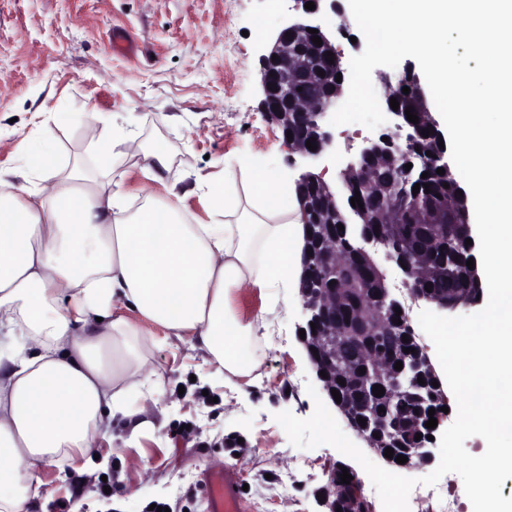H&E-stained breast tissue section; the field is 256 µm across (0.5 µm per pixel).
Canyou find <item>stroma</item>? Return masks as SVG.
Instances as JSON below:
<instances>
[{"label": "stroma", "instance_id": "stroma-1", "mask_svg": "<svg viewBox=\"0 0 512 512\" xmlns=\"http://www.w3.org/2000/svg\"><path fill=\"white\" fill-rule=\"evenodd\" d=\"M294 19L286 0H0V168L24 161L16 153L24 135L31 139L27 161L59 165L86 154L105 127H131L145 141L163 143L172 165L159 183L148 161L119 157L125 191L136 202L148 194L162 201L165 183H178L183 210L202 224L211 211L192 190L195 177L230 175V192L243 194V155L268 175L310 170L340 190L342 165L374 131L357 123L335 127L337 163L310 162L297 158L262 107L260 57ZM98 114L105 123L95 122ZM288 299L272 344L256 347L260 379L243 396L222 382L199 381V352L151 327L146 351L166 390L144 403L154 430L128 447L117 428L97 445L103 475L119 485L102 506L92 498L72 501L67 472L45 465L44 512H148L158 502L200 512L183 494L204 486L215 466L233 474L250 512H324L319 495L339 463L361 482L369 512H383L358 463L328 445L294 447L274 419L285 410L305 419L315 408L306 391L315 374L297 335L299 290L289 289ZM184 426L198 441L178 440Z\"/></svg>", "mask_w": 512, "mask_h": 512}]
</instances>
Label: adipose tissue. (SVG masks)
Segmentation results:
<instances>
[{"mask_svg":"<svg viewBox=\"0 0 512 512\" xmlns=\"http://www.w3.org/2000/svg\"><path fill=\"white\" fill-rule=\"evenodd\" d=\"M97 164L40 163L0 172V512H29L42 465L91 461L98 440L121 425L133 444L154 424L134 396L165 390L149 377L146 325L190 337L206 375L248 378L253 348L288 302L242 319L238 290L297 283L304 229L294 185L261 173L249 156L245 202L222 184L193 189L225 224H195L171 190L166 203L131 206L117 156L140 154L162 180L168 152L123 129L93 139ZM287 208H280V201ZM136 320L115 315V306Z\"/></svg>","mask_w":512,"mask_h":512,"instance_id":"ef3b65f1","label":"adipose tissue"}]
</instances>
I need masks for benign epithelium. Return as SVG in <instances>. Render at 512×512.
<instances>
[{"label": "benign epithelium", "instance_id": "1", "mask_svg": "<svg viewBox=\"0 0 512 512\" xmlns=\"http://www.w3.org/2000/svg\"><path fill=\"white\" fill-rule=\"evenodd\" d=\"M314 2L315 9H305V4ZM330 2V8L336 9L338 0H291V10L298 14V19L285 26L279 32L273 45L261 56V72L264 99L262 101L268 119L276 124L282 135L292 133L289 144L298 154L309 160H318L331 147L334 139L330 118L340 106L345 94L347 68L341 54L328 36L323 26L317 22L316 15L321 11L322 3ZM316 29V36L322 40L317 46L311 38L315 35L307 29ZM334 54V63L327 61L326 52ZM277 59H272V55ZM323 71L318 81H313L315 72ZM342 74V81H336L337 74ZM388 92L384 105L391 115V126L375 139L366 141L357 153L355 161L346 165L341 171L344 185L376 181L377 190L362 200L363 207H349L356 217L353 224L344 225L340 237L345 239L369 267L361 278L353 277L348 268L336 266V236L328 234L323 242L310 254L313 263L309 264L306 280L302 283L303 319L298 328L305 330L302 343L307 357L317 373L324 371L326 376H317L322 391L332 397V380L336 373L346 370L340 359L343 346H351L364 355L377 360L383 359L374 353V342L380 337L388 338L397 330L406 327L408 304L420 301L431 304L439 310L452 311L459 307H475L480 298L465 290L453 299L436 297L424 287L425 276L451 270L466 264L468 258L453 248L440 245L441 238L438 224L442 217L448 215V204L441 203L435 208H425L420 198L413 195V186L421 181V174L431 168H442L448 178H453L452 164L448 158V149L436 146L431 154L415 151V145L422 137V130L434 128L437 138L445 135L439 123L428 109L424 90L414 68L407 65L395 78H386ZM405 85L410 89L409 96L413 99V111L418 113L419 121L414 124L407 120L405 107L393 110L390 98H400L397 88ZM302 91H297V88ZM316 138V149L306 147V141ZM388 141H382V138ZM412 164L406 169V164ZM390 168L394 175L390 180L377 181L379 166ZM296 183H309L314 192L310 197L300 199L303 219L313 214V222L326 229L337 223L341 218L340 206L336 196L321 175L306 171L299 175ZM405 214H414L420 223L428 227L427 244L416 248L404 236L400 218ZM380 225L378 233L368 231V226ZM380 253L401 274V285L405 292L395 296L386 285V275L375 262L373 255ZM338 284H332V280ZM400 308L401 324L380 317L376 320L368 316L385 305ZM348 311L345 320L338 319V313ZM316 328H311V324ZM435 374V369L426 352H421L417 359L410 362L409 367L402 369V374L389 373L382 375L377 371L374 376L358 380L357 391L352 395L341 397L335 407L346 418L349 426L366 444L379 455H384L381 440L388 438H406L412 447L406 449L408 462L395 464V467L409 469L419 464L428 463L433 459L435 442L426 439L435 435L437 429L425 427L429 415L405 417L400 401L404 398L416 397L424 399L417 391L415 382L421 373ZM386 380L393 410L380 423H372L368 414L372 412L370 390L380 380ZM366 419L360 425L355 418ZM425 436L423 440H415L416 434ZM342 467H337L330 476V488L325 497L327 512H363L365 499L362 486L358 479L346 484L341 482L339 474Z\"/></svg>", "mask_w": 512, "mask_h": 512}]
</instances>
